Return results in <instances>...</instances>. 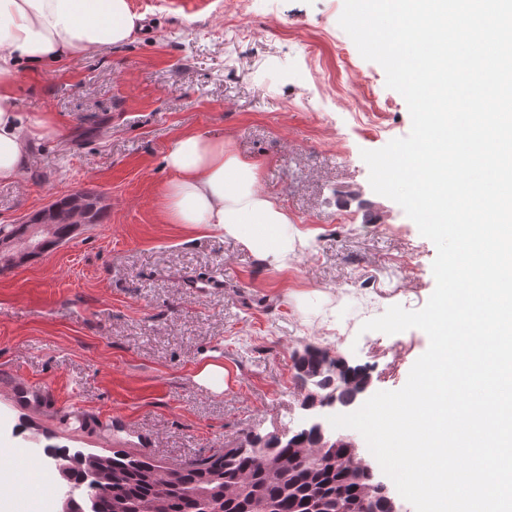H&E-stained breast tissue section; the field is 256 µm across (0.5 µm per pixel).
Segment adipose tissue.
Returning <instances> with one entry per match:
<instances>
[{
    "mask_svg": "<svg viewBox=\"0 0 512 512\" xmlns=\"http://www.w3.org/2000/svg\"><path fill=\"white\" fill-rule=\"evenodd\" d=\"M142 27L130 0H0V180H19L31 144L62 131L48 112L24 111L26 73L130 41ZM170 174L164 216L170 224L207 225L276 267L288 265L295 235L279 201L256 190L260 167L230 141L202 130L180 133L163 157Z\"/></svg>",
    "mask_w": 512,
    "mask_h": 512,
    "instance_id": "ef3b65f1",
    "label": "adipose tissue"
}]
</instances>
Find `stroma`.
Here are the masks:
<instances>
[{"label": "stroma", "mask_w": 512, "mask_h": 512, "mask_svg": "<svg viewBox=\"0 0 512 512\" xmlns=\"http://www.w3.org/2000/svg\"><path fill=\"white\" fill-rule=\"evenodd\" d=\"M130 4L144 34L25 75L22 108L53 113L63 140L36 143L23 178L0 181V224L75 193L99 209L73 240L0 271V460L29 454L18 512H56L54 483L27 474L46 465L45 446L108 455L146 435L179 465L297 430L292 358L304 346L365 368L374 393L401 389L429 346L417 328L361 329L390 306H425L437 250L370 186L362 150L412 122L340 27L344 0H239L233 14L224 0ZM190 128L259 162L257 191L303 238L287 268L213 229L165 223L163 155ZM207 363L226 370L223 390L196 381ZM20 378L48 382L49 398H16ZM71 404L89 412L77 432L57 423Z\"/></svg>", "instance_id": "1"}]
</instances>
